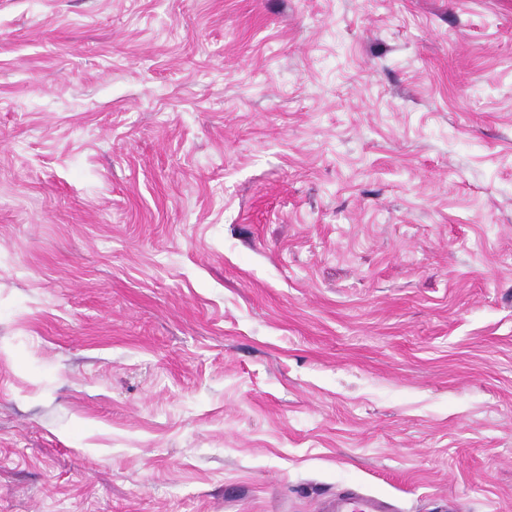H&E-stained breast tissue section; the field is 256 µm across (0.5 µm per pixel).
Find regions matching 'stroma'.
<instances>
[{
  "mask_svg": "<svg viewBox=\"0 0 512 512\" xmlns=\"http://www.w3.org/2000/svg\"><path fill=\"white\" fill-rule=\"evenodd\" d=\"M512 512V0H0V512ZM322 512H393L387 501L382 498L361 494L354 491L346 492L336 499L327 501Z\"/></svg>",
  "mask_w": 512,
  "mask_h": 512,
  "instance_id": "obj_1",
  "label": "stroma"
}]
</instances>
